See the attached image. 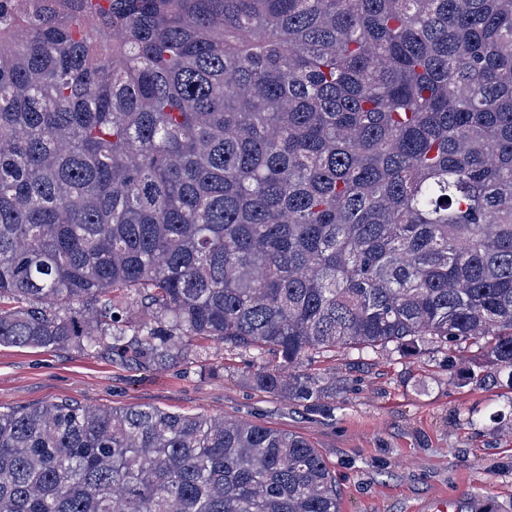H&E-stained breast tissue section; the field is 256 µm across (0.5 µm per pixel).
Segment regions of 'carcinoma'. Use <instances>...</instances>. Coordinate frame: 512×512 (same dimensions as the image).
Returning a JSON list of instances; mask_svg holds the SVG:
<instances>
[{"label":"carcinoma","instance_id":"carcinoma-1","mask_svg":"<svg viewBox=\"0 0 512 512\" xmlns=\"http://www.w3.org/2000/svg\"><path fill=\"white\" fill-rule=\"evenodd\" d=\"M206 340L331 415L336 349L512 387V0H0V346ZM0 512H341L304 437L0 411Z\"/></svg>","mask_w":512,"mask_h":512}]
</instances>
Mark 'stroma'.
<instances>
[{"mask_svg":"<svg viewBox=\"0 0 512 512\" xmlns=\"http://www.w3.org/2000/svg\"><path fill=\"white\" fill-rule=\"evenodd\" d=\"M251 355L202 342L155 370L69 347H0V408L50 401L155 406L232 416L307 439L335 470L342 512H512V389L473 380L463 363L419 356L327 353L304 374L336 381V411L319 413L257 390Z\"/></svg>","mask_w":512,"mask_h":512,"instance_id":"stroma-1","label":"stroma"}]
</instances>
